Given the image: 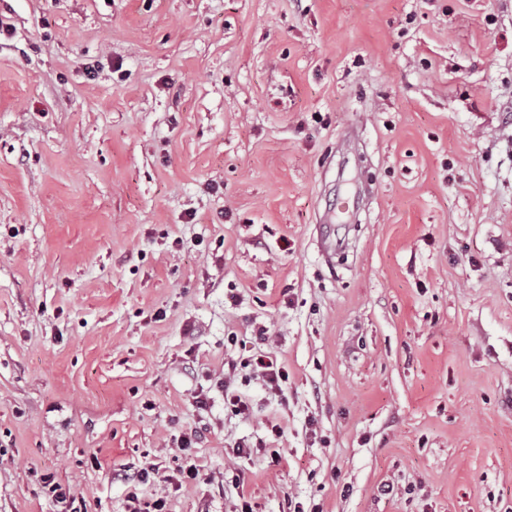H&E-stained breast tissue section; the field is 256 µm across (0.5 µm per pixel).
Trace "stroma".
Wrapping results in <instances>:
<instances>
[{"instance_id": "1", "label": "stroma", "mask_w": 512, "mask_h": 512, "mask_svg": "<svg viewBox=\"0 0 512 512\" xmlns=\"http://www.w3.org/2000/svg\"><path fill=\"white\" fill-rule=\"evenodd\" d=\"M0 26V512H126L147 461L200 470L167 512H512V0ZM239 365L243 368H250L254 376L261 379L268 389L283 392L282 383L286 382L288 375L282 367L268 356H257L242 358Z\"/></svg>"}]
</instances>
